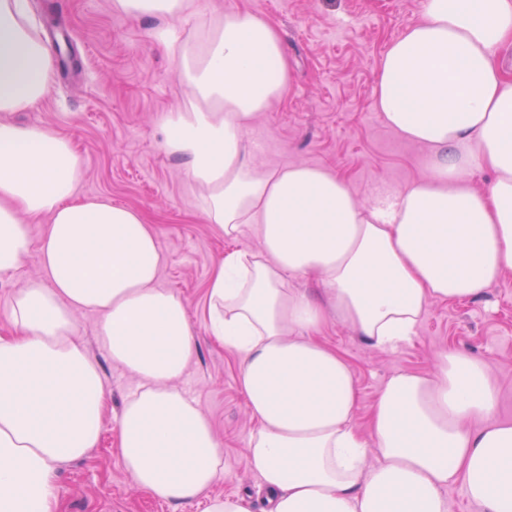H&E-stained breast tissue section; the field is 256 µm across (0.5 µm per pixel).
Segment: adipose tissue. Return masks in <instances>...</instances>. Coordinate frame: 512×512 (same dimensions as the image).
Returning <instances> with one entry per match:
<instances>
[{
  "label": "adipose tissue",
  "mask_w": 512,
  "mask_h": 512,
  "mask_svg": "<svg viewBox=\"0 0 512 512\" xmlns=\"http://www.w3.org/2000/svg\"><path fill=\"white\" fill-rule=\"evenodd\" d=\"M25 0H0V275L38 249L42 275L14 296L0 336V512H59L61 464L99 441L106 388L75 335L74 314L98 318L108 357L137 380L119 412L118 452L132 482L204 512H251L247 495L212 488L223 451L196 401L179 389L196 353L166 262L138 210L80 195L82 159L53 128L11 119L45 97L53 58ZM156 31L191 97L168 113L166 153L200 190L225 237L252 230L259 252L220 260L208 285L211 336L240 356L239 384L257 428L249 465L269 512H448L460 485L482 512H512V421L483 360L438 354L433 370L393 375L368 435L353 426L358 390L347 361L312 334L328 315L364 341L412 340L426 306L465 300L512 272V79L497 52L512 40V0H421L422 18L389 44L375 108L431 150L427 177L391 202L358 204L338 175L306 164L263 170L247 135L290 81L277 27L236 10L181 39L190 0H114ZM494 178L473 189L468 175ZM46 218L40 241L27 222ZM312 278L319 296L289 287Z\"/></svg>",
  "instance_id": "adipose-tissue-1"
}]
</instances>
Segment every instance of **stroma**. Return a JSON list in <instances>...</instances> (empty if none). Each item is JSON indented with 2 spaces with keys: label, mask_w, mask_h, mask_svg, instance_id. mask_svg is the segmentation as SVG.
<instances>
[{
  "label": "stroma",
  "mask_w": 512,
  "mask_h": 512,
  "mask_svg": "<svg viewBox=\"0 0 512 512\" xmlns=\"http://www.w3.org/2000/svg\"><path fill=\"white\" fill-rule=\"evenodd\" d=\"M39 36L61 27L70 38L71 73L53 75L48 96L14 113L18 123L71 136L83 160L79 191L138 209L152 225L167 262L159 287L183 298L196 331V353L180 389L211 421L224 453L219 494L251 492V512H266L246 448L254 428L238 380L236 351L210 336L207 285L218 261L234 250H256L251 232L224 237L208 224L200 193L180 161L163 149V121L187 97L176 60L149 36L148 23L115 11L112 0H27ZM249 9L279 29L291 71L285 93L259 113L248 136L256 164L284 169L307 164L342 175L356 200L393 194L429 173V150L389 129L374 108L376 72L386 44L420 17V0H193L183 36L203 18ZM41 274L38 252L0 276V335L11 334L5 312L14 295ZM76 334L100 365L108 392L100 442L87 457L59 470L60 512H201L153 498L128 477L116 446V416L137 379L102 349L97 317L75 315ZM316 341L349 363L359 401L353 422L366 431L387 380L402 371H428L439 352L481 358L497 387L496 417L512 420V273L475 300L430 303L413 339L393 349L372 346L336 319Z\"/></svg>",
  "instance_id": "obj_1"
}]
</instances>
